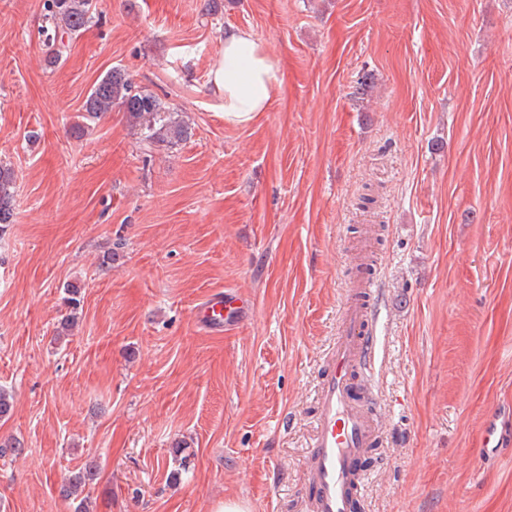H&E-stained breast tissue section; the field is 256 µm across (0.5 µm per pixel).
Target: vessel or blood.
<instances>
[{
	"instance_id": "1",
	"label": "vessel or blood",
	"mask_w": 512,
	"mask_h": 512,
	"mask_svg": "<svg viewBox=\"0 0 512 512\" xmlns=\"http://www.w3.org/2000/svg\"><path fill=\"white\" fill-rule=\"evenodd\" d=\"M378 294L372 277L355 280L336 330L317 392V417L306 458L309 512H361L363 507L362 462L383 433L378 398L363 384L374 365L373 303ZM247 308L232 293L218 292L198 306L195 318L202 327L220 332L236 325Z\"/></svg>"
}]
</instances>
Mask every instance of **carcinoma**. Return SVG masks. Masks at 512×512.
Returning a JSON list of instances; mask_svg holds the SVG:
<instances>
[{
	"label": "carcinoma",
	"mask_w": 512,
	"mask_h": 512,
	"mask_svg": "<svg viewBox=\"0 0 512 512\" xmlns=\"http://www.w3.org/2000/svg\"><path fill=\"white\" fill-rule=\"evenodd\" d=\"M93 19V0H45L46 55L51 64L59 63L66 52L64 35H79L88 30ZM117 107L127 119L143 131L148 144H176L191 137V127L174 118L175 111L157 95L138 90L125 72L114 68L95 82L84 104L85 118L94 120ZM15 181L11 166L0 164V229L13 223L12 188ZM64 305L69 313L61 322V330H70L79 319L80 286L69 284ZM91 472H79L61 486V495L74 502L73 512H87L86 500L79 489L90 479Z\"/></svg>",
	"instance_id": "carcinoma-1"
}]
</instances>
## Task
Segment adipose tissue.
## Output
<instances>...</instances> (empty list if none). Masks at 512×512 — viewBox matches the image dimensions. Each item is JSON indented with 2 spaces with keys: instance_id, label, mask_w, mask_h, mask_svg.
<instances>
[{
  "instance_id": "obj_1",
  "label": "adipose tissue",
  "mask_w": 512,
  "mask_h": 512,
  "mask_svg": "<svg viewBox=\"0 0 512 512\" xmlns=\"http://www.w3.org/2000/svg\"><path fill=\"white\" fill-rule=\"evenodd\" d=\"M212 83L224 100V120L246 123L265 111L279 87L280 68L246 30L224 37V63L212 73Z\"/></svg>"
}]
</instances>
